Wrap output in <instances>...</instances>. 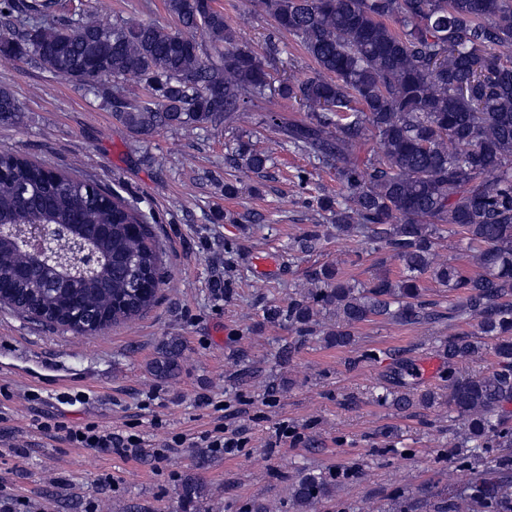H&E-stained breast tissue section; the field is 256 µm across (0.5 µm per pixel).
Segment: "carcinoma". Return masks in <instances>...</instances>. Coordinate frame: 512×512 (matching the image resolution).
Wrapping results in <instances>:
<instances>
[{
  "label": "carcinoma",
  "mask_w": 512,
  "mask_h": 512,
  "mask_svg": "<svg viewBox=\"0 0 512 512\" xmlns=\"http://www.w3.org/2000/svg\"><path fill=\"white\" fill-rule=\"evenodd\" d=\"M275 31L286 33L317 69L299 82H283L278 94L307 109L301 121L261 111L270 87L277 47L260 57L239 42L212 0H167L173 27L117 20L103 24L74 15L62 0H0L8 27L0 56L29 62L84 89L139 136L165 128L229 125L247 116L283 137L321 167L335 170L345 195L315 196L309 204L336 215V234L357 237L402 265L393 280L383 274L361 287L339 270L312 272L317 287L288 308L269 309L301 336L314 333V315L336 312L330 341L351 342V329L375 319L421 324L448 318L471 331L448 337V412L464 421L474 448H511L504 415L512 404V0H260ZM143 83L131 97L120 82ZM21 106L0 86V123L18 121ZM381 154L361 167L353 149L367 133ZM227 160L259 173L270 156L238 138ZM107 224L109 236L94 244L103 253L95 271L76 262L61 271L81 288L70 306L52 288L16 284L3 305L74 333L73 314L96 316L105 330L139 316L155 302L144 285L162 280L163 252L145 215L119 193L96 181L53 171L21 154L0 152V225L14 226L0 244V275L10 269L11 248L24 226ZM466 241L475 271L433 264L444 234ZM313 225L298 241L302 252L322 240ZM428 274L457 296L448 315L429 310L420 279ZM491 341L497 369L467 378L455 364ZM179 345L162 347L152 365L158 375L178 369ZM394 406L429 407L433 390L387 392ZM509 471L473 487L470 500L485 512H512ZM328 481L304 475L293 486L299 507L331 496Z\"/></svg>",
  "instance_id": "carcinoma-1"
}]
</instances>
